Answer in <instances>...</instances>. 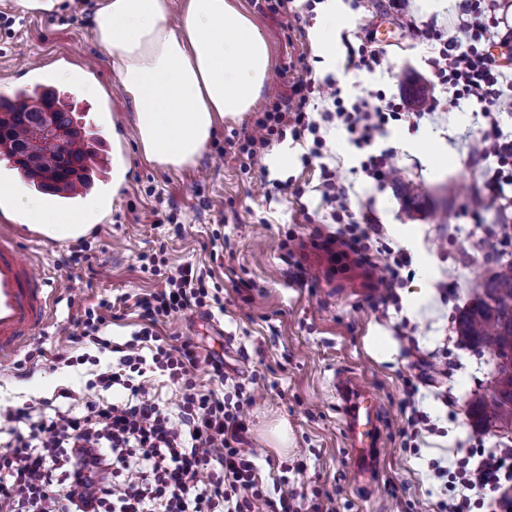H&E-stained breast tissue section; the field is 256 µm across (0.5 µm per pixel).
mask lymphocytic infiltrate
I'll return each mask as SVG.
<instances>
[{
    "mask_svg": "<svg viewBox=\"0 0 512 512\" xmlns=\"http://www.w3.org/2000/svg\"><path fill=\"white\" fill-rule=\"evenodd\" d=\"M459 10L457 37L444 42L429 66L454 100L480 104L485 126L471 140L469 157L488 169L473 207L505 210L512 207L505 193L512 187V137L499 131L495 114L502 104L512 105V95L505 94V74L483 44L493 21L486 0H462ZM314 91V83L301 78L271 96L254 133L238 145L244 166L261 160L271 142L286 135L311 139L309 157L321 156L326 146L321 128L337 122L358 147L368 149L363 171L389 180L390 151L374 154L370 148L389 119L409 113V102L381 106L365 96L348 105L336 96L314 116L309 111ZM320 177L322 196L336 203L331 217L340 226L328 245L337 246L338 257L371 263L379 226L367 216L351 219L347 189L334 170L322 168ZM140 262L142 272L164 286L137 300L139 330L122 343L105 338L112 303L103 299L84 308L80 332L55 356L70 367L97 366L86 387L101 390V397L84 398L63 388L0 411V430L8 436L0 444V512H254L261 501L273 512H335L332 503L316 497L300 504L284 476L265 489L257 478L256 454L247 446L244 408L252 403V392L226 371L223 357L199 355L188 339L172 344L159 336L160 318L223 308L207 271L190 263L170 267L161 252L142 255ZM104 353L111 356L105 366L99 360ZM203 361L230 394L201 387L195 371ZM161 377L180 395L175 408L155 390ZM109 390L115 398H106ZM437 475L465 490L440 501V512H470L473 490L495 492L497 512H512V499L500 494L502 485L512 482V448L471 449L453 472L441 468Z\"/></svg>",
    "mask_w": 512,
    "mask_h": 512,
    "instance_id": "obj_1",
    "label": "lymphocytic infiltrate"
}]
</instances>
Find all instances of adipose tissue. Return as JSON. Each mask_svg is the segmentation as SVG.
I'll use <instances>...</instances> for the list:
<instances>
[{
	"instance_id": "ef3b65f1",
	"label": "adipose tissue",
	"mask_w": 512,
	"mask_h": 512,
	"mask_svg": "<svg viewBox=\"0 0 512 512\" xmlns=\"http://www.w3.org/2000/svg\"><path fill=\"white\" fill-rule=\"evenodd\" d=\"M171 0H97L90 21L99 49L131 101L145 158L164 168L194 166L218 120L249 111L270 70L267 42L229 0H187L171 22ZM13 218L58 239L78 237L97 200L70 214L48 211L16 188Z\"/></svg>"
}]
</instances>
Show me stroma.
I'll return each mask as SVG.
<instances>
[{
  "label": "stroma",
  "instance_id": "obj_1",
  "mask_svg": "<svg viewBox=\"0 0 512 512\" xmlns=\"http://www.w3.org/2000/svg\"><path fill=\"white\" fill-rule=\"evenodd\" d=\"M232 3L267 41L272 90L298 77L302 59L312 68V80L332 78L347 101L373 92L417 107L437 98L432 116L389 121L376 139L375 151L392 150L399 181L380 185L368 177L361 168L366 150L334 126L325 133L324 159L304 163L307 144L288 136L272 141L259 165L244 168L237 145L268 104L265 93L248 112L217 124L194 167L174 171L150 163L138 143L133 106L94 40L88 18L95 0L48 16L22 13L0 0V97L34 84L38 75L84 65L82 80L95 84L96 93L67 84L62 90L73 98V114L88 108L98 115L94 139L101 152H119L127 164L120 185H113L111 170L101 173L94 195L111 198L112 208L85 238L21 239L48 280L49 317L14 359L5 360L0 405L49 398L62 388L84 391L91 366L55 365V352L68 346L84 307L103 298L116 302L106 336L129 339L138 321L136 299L160 286L141 272L139 256L162 249L171 266L190 262L212 269L223 286V311L164 317L158 331L190 339L201 353L223 355L226 370L248 384L254 400L245 416L265 487L279 477L276 463L284 462L297 491L332 498L337 512H439L447 490L434 466H453L470 448H512V439L474 429L468 416L472 400L491 388L498 359L455 334L456 318L473 304L480 284L498 263L512 261V213L473 211L471 197L482 185L483 169L470 162L465 137L484 123L480 106L454 104L435 83L427 62L432 42L418 28L433 19L441 38L456 36L458 0H409L402 18L386 14L382 0H342L350 23L336 31L339 59L328 72L315 66L323 0L311 10L305 0H290L287 13L278 16L259 10L254 0ZM364 43L384 51L388 70L348 66L347 45ZM397 129L427 136L435 152L394 144ZM280 150L292 153L293 162L277 163L273 154ZM324 164L347 187L351 211L368 213L380 225L383 246L401 249L398 227L415 231L419 247L388 304L380 303L377 289L385 255L370 266L336 263L321 246L337 230L319 190ZM277 182L287 183V190H274ZM168 212L173 223L160 222ZM79 246L91 255L92 271L63 265V257ZM375 328L395 343L391 361H378L364 348V336ZM421 360L427 363L422 372L414 367ZM337 369L360 376L379 401L386 453L365 481L355 480L342 445L330 386ZM410 382L433 426L412 440L402 433Z\"/></svg>",
  "mask_w": 512,
  "mask_h": 512
}]
</instances>
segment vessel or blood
I'll return each instance as SVG.
<instances>
[{
  "label": "vessel or blood",
  "instance_id": "b4317fda",
  "mask_svg": "<svg viewBox=\"0 0 512 512\" xmlns=\"http://www.w3.org/2000/svg\"><path fill=\"white\" fill-rule=\"evenodd\" d=\"M49 299L43 278L23 257L14 233H0V361L44 325ZM331 385L341 402V436L355 479L372 475L380 461L383 432L376 400L357 377L334 373Z\"/></svg>",
  "mask_w": 512,
  "mask_h": 512
}]
</instances>
